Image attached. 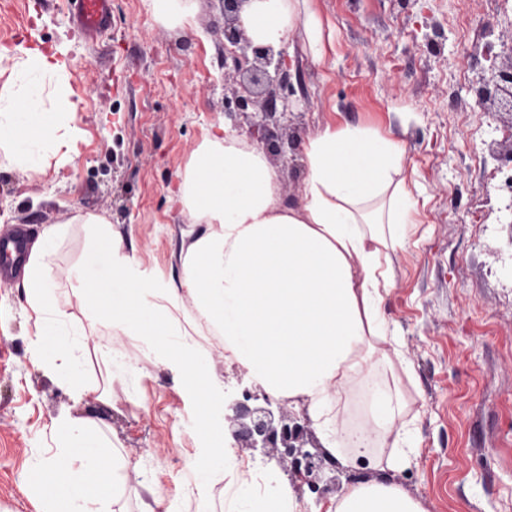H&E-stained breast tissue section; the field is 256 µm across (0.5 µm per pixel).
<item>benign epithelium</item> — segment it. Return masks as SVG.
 I'll list each match as a JSON object with an SVG mask.
<instances>
[{"instance_id": "1", "label": "benign epithelium", "mask_w": 512, "mask_h": 512, "mask_svg": "<svg viewBox=\"0 0 512 512\" xmlns=\"http://www.w3.org/2000/svg\"><path fill=\"white\" fill-rule=\"evenodd\" d=\"M224 11V66L246 79L243 93L224 97V112L252 114L251 137L269 152H281L274 129L294 113L285 91L290 87L289 66L285 54L271 46H257L247 37L240 21L246 0H219ZM488 74L479 77L478 96L490 103L495 112L512 114V42L502 44ZM224 422L233 440L231 447L259 452L261 459L275 462L281 470L310 481L330 471L323 487L312 489L323 495L341 483L351 484V476L337 466L327 451L305 448L310 418L303 413L291 416L286 402L263 390L245 389L239 395L224 397Z\"/></svg>"}]
</instances>
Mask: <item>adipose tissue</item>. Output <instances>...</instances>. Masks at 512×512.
Returning <instances> with one entry per match:
<instances>
[{"mask_svg": "<svg viewBox=\"0 0 512 512\" xmlns=\"http://www.w3.org/2000/svg\"><path fill=\"white\" fill-rule=\"evenodd\" d=\"M298 19V0H246L240 13L249 38L276 48ZM9 63L12 79L0 89V156L18 168L32 167L41 152L72 161L81 133L72 123L65 51L27 50ZM303 162L300 200L287 206L279 199V171L264 151L228 127L210 132L179 180L190 242L169 288L129 277L131 260L103 216L79 213L47 225L23 275L38 324L33 360L66 366L75 358L57 300L59 280L73 279L67 300L92 324L169 350L186 382L201 388L207 374L195 353V329L178 316L184 292L255 382L274 397L307 404L324 448L337 452L345 431L335 403L362 387L377 433L398 453L411 451L400 397L371 379L376 366L402 358L388 346L385 294L409 236L404 150L368 130L328 126L306 138ZM78 226L93 235L89 262L106 265L109 276L84 277L56 265ZM52 434L63 454L47 466L40 512H113L120 495L107 481L116 461L97 420L63 414ZM333 512L423 510L402 488L376 482L346 487Z\"/></svg>", "mask_w": 512, "mask_h": 512, "instance_id": "adipose-tissue-1", "label": "adipose tissue"}]
</instances>
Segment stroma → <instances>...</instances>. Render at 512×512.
I'll return each instance as SVG.
<instances>
[{"label":"stroma","instance_id":"35a3bbf8","mask_svg":"<svg viewBox=\"0 0 512 512\" xmlns=\"http://www.w3.org/2000/svg\"><path fill=\"white\" fill-rule=\"evenodd\" d=\"M0 0V42L31 26V44L65 49L70 99L78 106L79 154L28 169L0 166V235L26 225L30 238L78 212L105 216L132 259L131 277L169 287L178 274L187 219L173 196L194 151L214 127L242 130L224 98L241 91L224 71V19L217 0H196L193 24L158 20L151 0H112L106 35L72 24L74 0ZM324 57L304 24L284 52L297 76L291 123L310 135L328 125L373 130L399 142L415 197L409 239L394 262L387 316L404 367L379 369L397 387L415 447L389 466L390 445L371 462L337 463L356 481L401 487L426 512H512V226L500 223L502 175L495 156L512 148V114L489 111L475 83L486 50L512 41V0H307ZM302 152L270 155L279 198L296 201ZM73 327L104 349L89 353L88 381L111 379L112 402L74 397L31 359L37 325L22 275L0 282V512H37L41 462L53 456L59 414L95 417L120 460L114 480L126 512H242V477L262 493L296 485L275 465L237 448L213 470L205 502L190 494L192 462L206 456L223 422L200 431L205 408L178 362L137 336L90 327L77 305ZM197 356L216 393L251 385L247 370L200 323Z\"/></svg>","mask_w":512,"mask_h":512}]
</instances>
